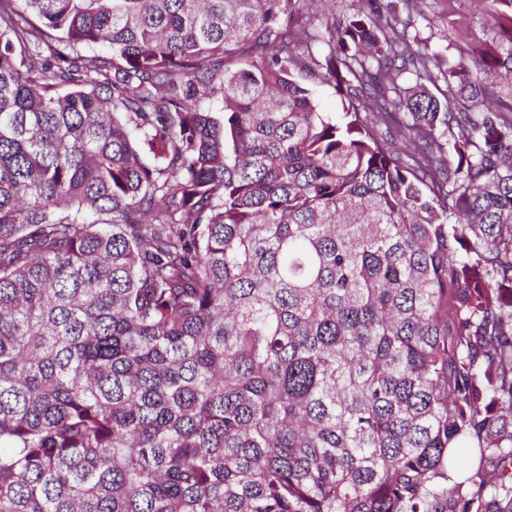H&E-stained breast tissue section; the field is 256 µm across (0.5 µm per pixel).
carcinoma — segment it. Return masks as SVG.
<instances>
[{
	"mask_svg": "<svg viewBox=\"0 0 512 512\" xmlns=\"http://www.w3.org/2000/svg\"><path fill=\"white\" fill-rule=\"evenodd\" d=\"M322 2L0 0V512H512V0ZM422 12L416 31L432 50L448 54L454 51H445L451 41L465 47L495 36L484 0H424Z\"/></svg>",
	"mask_w": 512,
	"mask_h": 512,
	"instance_id": "cac0c4a2",
	"label": "carcinoma"
}]
</instances>
